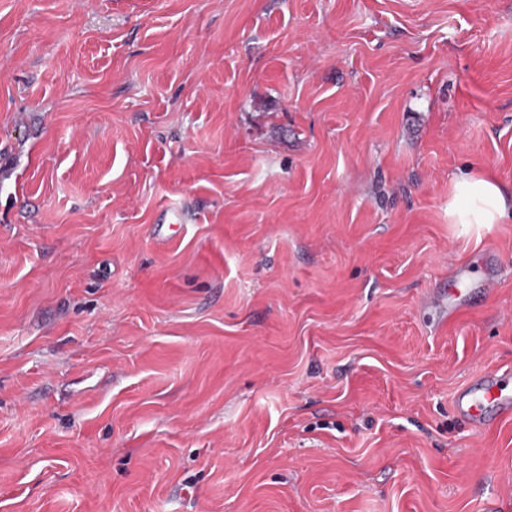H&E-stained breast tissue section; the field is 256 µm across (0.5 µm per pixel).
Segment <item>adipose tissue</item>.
Listing matches in <instances>:
<instances>
[{"instance_id":"ef3b65f1","label":"adipose tissue","mask_w":512,"mask_h":512,"mask_svg":"<svg viewBox=\"0 0 512 512\" xmlns=\"http://www.w3.org/2000/svg\"><path fill=\"white\" fill-rule=\"evenodd\" d=\"M512 208L501 188L488 179L456 178L448 203V219L453 224H497Z\"/></svg>"}]
</instances>
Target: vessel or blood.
I'll return each mask as SVG.
<instances>
[{
    "instance_id": "obj_1",
    "label": "vessel or blood",
    "mask_w": 512,
    "mask_h": 512,
    "mask_svg": "<svg viewBox=\"0 0 512 512\" xmlns=\"http://www.w3.org/2000/svg\"><path fill=\"white\" fill-rule=\"evenodd\" d=\"M454 281L447 294L433 297L434 302L447 305L452 312L469 299L473 288L486 292L495 284L491 278L473 280L468 266L463 264L455 267ZM454 408L462 422L478 431L487 427L490 416H497L502 421L512 419V369L474 376L457 393Z\"/></svg>"
}]
</instances>
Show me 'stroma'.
<instances>
[{
	"mask_svg": "<svg viewBox=\"0 0 512 512\" xmlns=\"http://www.w3.org/2000/svg\"><path fill=\"white\" fill-rule=\"evenodd\" d=\"M460 174L512 196V0H0V512H512ZM454 281L451 288H448V295L436 293L432 297L433 301L439 305L446 304L448 301V315L453 314L470 298L473 288H480L487 294L495 284V280L492 278H485L481 281L473 280L469 267L464 264H458L455 267ZM460 286L463 288H459ZM454 408L462 422L481 431L494 411L499 421L512 419V369L478 374L455 397Z\"/></svg>",
	"mask_w": 512,
	"mask_h": 512,
	"instance_id": "35a3bbf8",
	"label": "stroma"
}]
</instances>
